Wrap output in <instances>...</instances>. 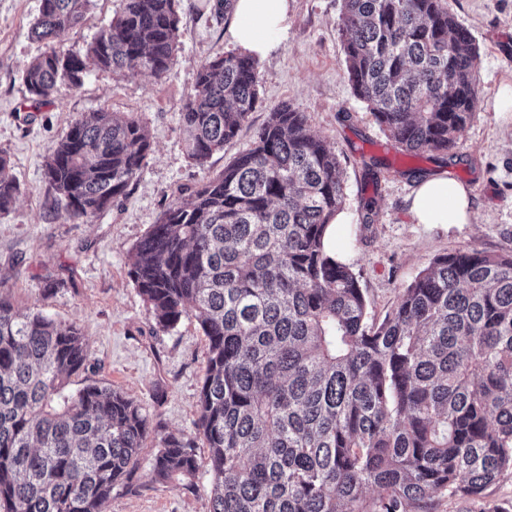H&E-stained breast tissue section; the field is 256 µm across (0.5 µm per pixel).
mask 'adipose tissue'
<instances>
[{"label": "adipose tissue", "mask_w": 512, "mask_h": 512, "mask_svg": "<svg viewBox=\"0 0 512 512\" xmlns=\"http://www.w3.org/2000/svg\"><path fill=\"white\" fill-rule=\"evenodd\" d=\"M289 0H232L230 42L255 57L269 54L288 34ZM418 224H466L471 220L466 187L445 175L426 177L408 197Z\"/></svg>", "instance_id": "1"}]
</instances>
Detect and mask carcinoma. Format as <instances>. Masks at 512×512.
<instances>
[{"mask_svg":"<svg viewBox=\"0 0 512 512\" xmlns=\"http://www.w3.org/2000/svg\"><path fill=\"white\" fill-rule=\"evenodd\" d=\"M87 3L41 0L34 103L80 87L92 66L168 71L176 0H120L75 52L65 41ZM339 30L353 94L401 154L454 158L476 111L479 47L447 0H343ZM258 85L249 56L200 66L181 112L198 166L239 135ZM148 150L135 118L85 113L45 176L68 219L89 223ZM7 167L0 156V210L18 191ZM344 204L335 150L284 105L137 243L130 275L156 326L193 315L208 340L196 438L161 435L151 480L204 471L209 512H437L436 496L478 502L512 469V249L434 257L377 321L359 276L325 249ZM86 362L79 326L0 298V512H102L136 487L157 430L110 387L68 390Z\"/></svg>","mask_w":512,"mask_h":512,"instance_id":"carcinoma-1","label":"carcinoma"}]
</instances>
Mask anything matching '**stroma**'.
I'll use <instances>...</instances> for the list:
<instances>
[{
	"label": "stroma",
	"mask_w": 512,
	"mask_h": 512,
	"mask_svg": "<svg viewBox=\"0 0 512 512\" xmlns=\"http://www.w3.org/2000/svg\"><path fill=\"white\" fill-rule=\"evenodd\" d=\"M41 0H0V155L20 193L0 212V297L16 309L76 323L88 349L85 372L70 388L108 386L141 404L163 432L192 435L207 363L208 342L195 317L165 331L133 282L130 254L173 200H188L206 173H218L248 150L255 130L280 105L306 113L311 130L330 141L345 172L348 222L338 240L359 274L372 318L382 319L405 288L437 255L477 248L512 249V112L495 109L512 85V0H448L480 49L476 113L460 133L454 164L406 159L353 94L337 28L342 0H291L288 37L259 60V103L239 135L200 169L185 149L181 112L202 63L231 52V21L218 0H178L182 37L169 69L157 79L144 72L91 69L80 88L32 109L24 71L46 49L31 33ZM119 0H91L66 41L85 51L106 27ZM133 116L146 128L151 150L125 197L91 223L67 219L44 176L51 148L86 112ZM447 173L470 190L469 224H417L407 206L415 180ZM378 181L377 216L362 225L361 203ZM156 439L140 454V486L117 493L103 512H208V478L155 482L150 478ZM512 512V472L491 484L482 503L441 497L438 512Z\"/></svg>",
	"instance_id": "stroma-1"
}]
</instances>
